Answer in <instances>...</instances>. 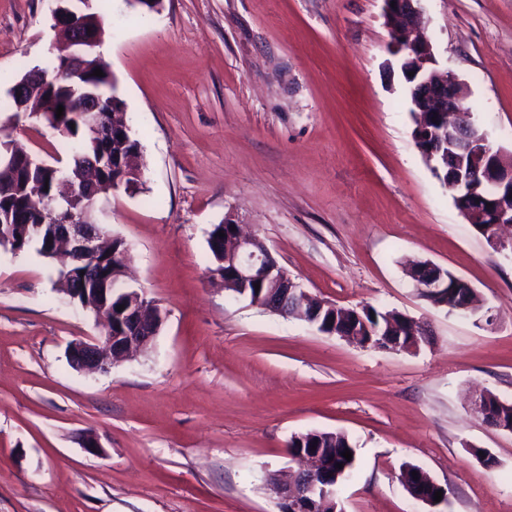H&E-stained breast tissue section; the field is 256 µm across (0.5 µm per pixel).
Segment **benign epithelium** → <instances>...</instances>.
<instances>
[{"mask_svg":"<svg viewBox=\"0 0 512 512\" xmlns=\"http://www.w3.org/2000/svg\"><path fill=\"white\" fill-rule=\"evenodd\" d=\"M70 0H58L52 12L51 28L68 31L64 67L77 74L87 67L88 59L97 54L99 37L85 27L84 11H75ZM383 12L391 26L389 45L407 87L412 111L419 115L415 142L425 157L438 169L447 160V186L455 198L474 197L473 205L463 208L462 214L487 242L499 252L512 253V157L495 150L470 120L463 104L462 82L450 71L438 67L432 46L420 34V0H383ZM84 107L80 112L84 131L93 139L109 135L115 141L131 143L127 125L116 119L120 107L112 105V114L100 110L102 95L83 94ZM100 205L69 210L52 243V252L59 258L93 255L102 248L103 236L95 229L100 223ZM223 283L244 292L255 284L268 287L269 294L260 296L254 304L277 314H286L282 305L272 299L277 293L292 298L293 310L298 311L315 300L309 292L293 281L272 257L269 248L256 234H244L240 225L224 232ZM433 276L422 281L420 292L432 299L446 297L454 288L470 284L455 274L445 272L435 264H427ZM94 292H109L123 298L125 308L117 314L119 324L110 328L107 306L93 309L95 318L103 321L105 331L92 339H76L69 345L67 355L77 369L88 372H107L112 364L140 351L159 333L167 312L148 302L141 291L126 282L112 279V289L96 288ZM489 393L481 390L472 399V410L489 425L512 433V424L501 423L487 410ZM298 459L306 466L273 485L279 498V512H337L335 491L322 478L321 454L300 453Z\"/></svg>","mask_w":512,"mask_h":512,"instance_id":"7a95c632","label":"benign epithelium"}]
</instances>
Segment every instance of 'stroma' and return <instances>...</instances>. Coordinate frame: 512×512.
<instances>
[{
  "mask_svg": "<svg viewBox=\"0 0 512 512\" xmlns=\"http://www.w3.org/2000/svg\"><path fill=\"white\" fill-rule=\"evenodd\" d=\"M54 6L0 0V98L51 60ZM108 6L103 45L145 186L112 193L101 221L168 317L145 352L74 370L67 347L98 336L94 316L54 290L53 263L0 249V512H279L269 476L294 467L288 442L308 430L356 449L342 512H512V433L468 403L476 387L512 402V254L467 224L416 148L382 0ZM420 6L473 125L512 152V0ZM11 135L40 159L69 155L36 120ZM225 220L311 294L401 312L429 343L364 348L225 290L207 245ZM413 259L466 280L493 322L432 306L404 271ZM410 465L445 502L407 492Z\"/></svg>",
  "mask_w": 512,
  "mask_h": 512,
  "instance_id": "obj_1",
  "label": "stroma"
}]
</instances>
